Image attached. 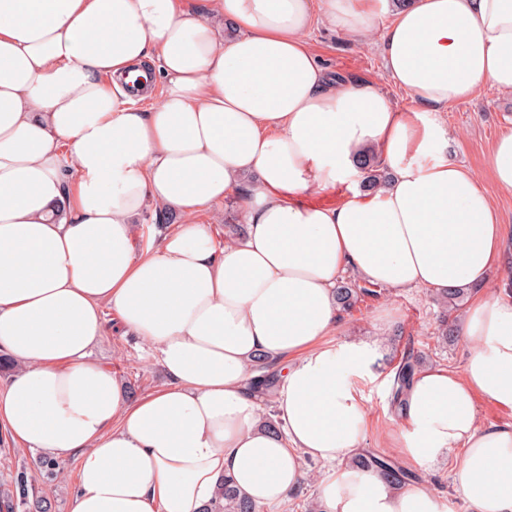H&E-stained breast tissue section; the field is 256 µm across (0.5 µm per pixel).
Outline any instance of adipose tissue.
Here are the masks:
<instances>
[{
	"label": "adipose tissue",
	"instance_id": "ef3b65f1",
	"mask_svg": "<svg viewBox=\"0 0 512 512\" xmlns=\"http://www.w3.org/2000/svg\"><path fill=\"white\" fill-rule=\"evenodd\" d=\"M327 24L367 37L383 14L384 72L333 80L304 38L311 0H0V430L45 457L77 455L71 512H202L219 484L275 512L329 464L321 512H443L347 466L370 411L349 378L376 345H334L344 270L386 288L487 281L505 234L481 179L449 160L437 114L484 86L512 94V0H323ZM235 30L219 39L209 14ZM165 91L149 108L155 77ZM391 169L358 190L364 147ZM342 186L333 207L307 203ZM246 202L242 240L216 246L196 215ZM175 211L145 252L133 220ZM169 381L130 399L91 351L106 311ZM462 370H416L383 445L412 469L453 458L472 512H512V295L474 298ZM280 387L252 386L257 357ZM274 401L280 428L266 421ZM478 420L482 426L512 422V411L499 408L491 403L481 402L478 406Z\"/></svg>",
	"mask_w": 512,
	"mask_h": 512
}]
</instances>
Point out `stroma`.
I'll list each match as a JSON object with an SVG mask.
<instances>
[{
  "label": "stroma",
  "instance_id": "35a3bbf8",
  "mask_svg": "<svg viewBox=\"0 0 512 512\" xmlns=\"http://www.w3.org/2000/svg\"><path fill=\"white\" fill-rule=\"evenodd\" d=\"M308 41L334 78L382 82L393 103L410 107L409 94L385 81L380 32L356 40L332 30L320 17L308 34ZM438 117L451 132L449 158L482 180H489L490 146L499 133L512 128V95L487 86L472 99L439 112ZM198 222L216 243H224L228 225L244 224V206L239 199H226L201 213ZM437 298V293L425 288H387L340 314L339 341L379 344L372 376L351 379L354 395L371 414L365 441L368 452H377L381 431L397 413L392 401L396 359L409 355L418 358L421 366L450 369L461 368L467 359L462 337L445 342L438 336L442 308ZM109 331L107 341L95 350L94 356L120 378L131 397L144 396L167 383V376L146 344L135 336L124 335L118 322H110ZM63 467V474L46 479L38 471L36 453L19 450L5 432H0V492L11 490L16 474L25 471L35 475L36 491L48 500L51 512H70L78 477L77 457L64 459Z\"/></svg>",
  "mask_w": 512,
  "mask_h": 512
}]
</instances>
